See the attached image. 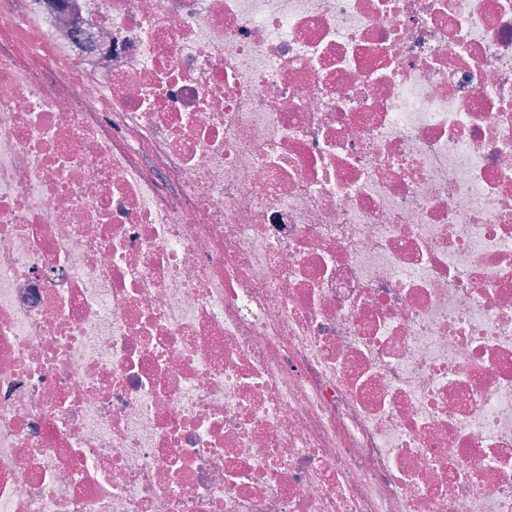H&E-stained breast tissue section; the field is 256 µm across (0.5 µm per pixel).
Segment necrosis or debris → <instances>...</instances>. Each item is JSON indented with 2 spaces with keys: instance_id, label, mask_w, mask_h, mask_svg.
I'll use <instances>...</instances> for the list:
<instances>
[{
  "instance_id": "obj_1",
  "label": "necrosis or debris",
  "mask_w": 512,
  "mask_h": 512,
  "mask_svg": "<svg viewBox=\"0 0 512 512\" xmlns=\"http://www.w3.org/2000/svg\"><path fill=\"white\" fill-rule=\"evenodd\" d=\"M0 512H512V0H0Z\"/></svg>"
}]
</instances>
